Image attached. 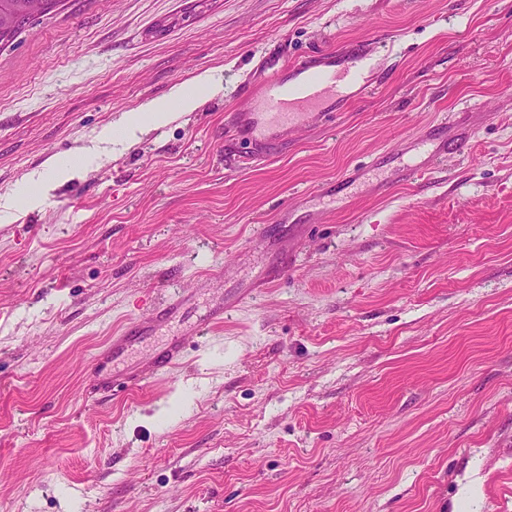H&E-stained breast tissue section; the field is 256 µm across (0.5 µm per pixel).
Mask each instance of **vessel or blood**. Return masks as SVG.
Returning <instances> with one entry per match:
<instances>
[{
	"label": "vessel or blood",
	"mask_w": 512,
	"mask_h": 512,
	"mask_svg": "<svg viewBox=\"0 0 512 512\" xmlns=\"http://www.w3.org/2000/svg\"><path fill=\"white\" fill-rule=\"evenodd\" d=\"M371 66L372 58L366 53L356 55L351 65L341 69L330 65L322 53L286 66L251 92L244 107L233 112L235 138L254 150L266 151L280 142L284 130L297 129L311 119L327 121L337 104L349 100L351 89L360 87L363 70ZM186 301L183 295L171 297L149 320L131 323L112 337L92 363L100 384L111 382L104 373L107 362L121 359L140 335L168 321ZM183 352L182 341L171 339L149 364L126 371L120 382L129 387L145 385L175 367Z\"/></svg>",
	"instance_id": "vessel-or-blood-1"
}]
</instances>
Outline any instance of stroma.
Instances as JSON below:
<instances>
[{
    "mask_svg": "<svg viewBox=\"0 0 512 512\" xmlns=\"http://www.w3.org/2000/svg\"><path fill=\"white\" fill-rule=\"evenodd\" d=\"M330 48L373 53L367 93L246 163L245 90ZM207 70L196 111L17 207ZM186 288L127 356L185 334L178 367L97 387ZM0 512H512V0H65L0 50ZM84 150L78 151L69 161H56L50 167V179L37 175L30 179L31 192H28L23 202L27 207L36 208L43 204L48 191L54 183L73 179L83 168ZM188 298L183 295H176L165 301L162 308L153 313V316L144 322H133L123 329L119 336H112L109 344L104 347L95 357L92 363V370L98 376L101 385H109L110 377L103 374L104 366L112 360V364L121 359L135 342L143 335L151 332L157 326L168 321L179 311ZM140 334V335H139Z\"/></svg>",
    "mask_w": 512,
    "mask_h": 512,
    "instance_id": "stroma-1",
    "label": "stroma"
}]
</instances>
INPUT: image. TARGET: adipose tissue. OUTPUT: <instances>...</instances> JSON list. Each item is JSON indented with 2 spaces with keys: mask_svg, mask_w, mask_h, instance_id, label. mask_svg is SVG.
<instances>
[{
  "mask_svg": "<svg viewBox=\"0 0 512 512\" xmlns=\"http://www.w3.org/2000/svg\"><path fill=\"white\" fill-rule=\"evenodd\" d=\"M220 89L212 72L198 73L188 81L174 86L169 97L150 100L137 110L124 113L115 123L105 127L99 138L104 142L136 141L139 135L165 126L178 116L194 112L200 105L202 93L215 94ZM84 157V152H77L71 160L54 162L49 177L31 179V190L25 195L24 204L31 208L42 205L54 183L71 180L82 170Z\"/></svg>",
  "mask_w": 512,
  "mask_h": 512,
  "instance_id": "adipose-tissue-1",
  "label": "adipose tissue"
}]
</instances>
